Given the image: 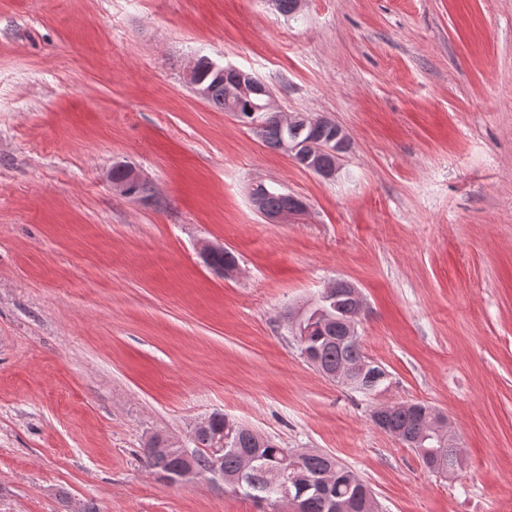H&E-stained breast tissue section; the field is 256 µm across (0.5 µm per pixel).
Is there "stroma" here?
Instances as JSON below:
<instances>
[{
	"label": "stroma",
	"mask_w": 512,
	"mask_h": 512,
	"mask_svg": "<svg viewBox=\"0 0 512 512\" xmlns=\"http://www.w3.org/2000/svg\"><path fill=\"white\" fill-rule=\"evenodd\" d=\"M202 55L338 123L336 178L197 96ZM257 180L307 213L267 223ZM336 280L390 374L370 395L289 328ZM403 401L447 415L452 474L374 426ZM215 412L334 456L380 512H512V0H0V512H291L145 467ZM126 170L124 167L114 165L110 171L106 174V179L110 183L113 191L119 193L124 197L138 198L143 202L149 200L144 199L141 193L146 191V184L142 181L141 176L133 168L129 167L128 175L126 177ZM112 179L121 182L112 181ZM142 181V183H141ZM140 191L139 193V185ZM223 246L214 245L211 243H204L200 248V256L206 259L210 253H213L208 260H204L206 266L214 271H219L226 267H237V257L229 250L223 249ZM222 249V250H221Z\"/></svg>",
	"instance_id": "obj_1"
}]
</instances>
